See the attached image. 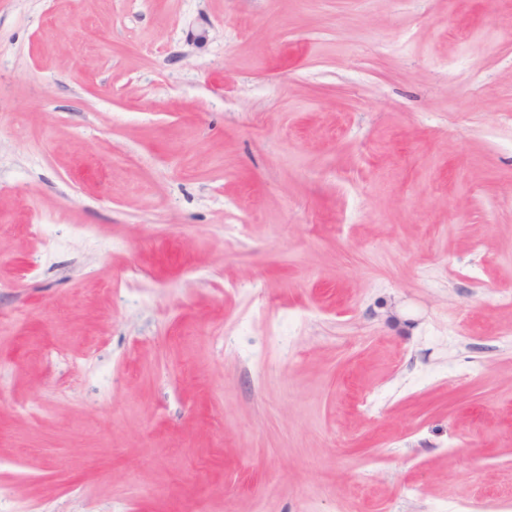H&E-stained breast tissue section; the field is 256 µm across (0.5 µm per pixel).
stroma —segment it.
Here are the masks:
<instances>
[{
    "label": "stroma",
    "mask_w": 512,
    "mask_h": 512,
    "mask_svg": "<svg viewBox=\"0 0 512 512\" xmlns=\"http://www.w3.org/2000/svg\"><path fill=\"white\" fill-rule=\"evenodd\" d=\"M0 512H512V0H0Z\"/></svg>",
    "instance_id": "stroma-1"
}]
</instances>
